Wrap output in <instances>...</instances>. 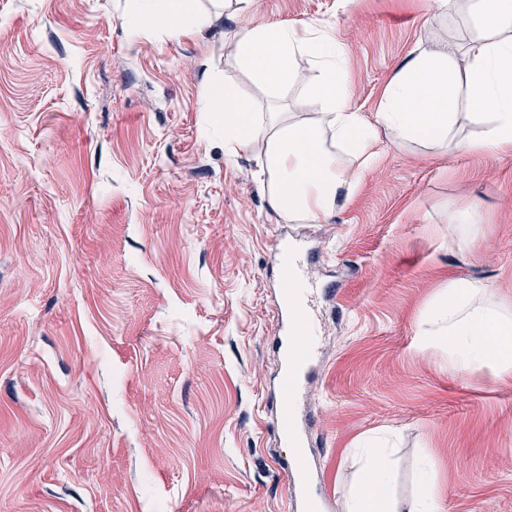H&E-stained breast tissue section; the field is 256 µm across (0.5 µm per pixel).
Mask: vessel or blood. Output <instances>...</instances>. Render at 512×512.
Here are the masks:
<instances>
[{"label":"vessel or blood","mask_w":512,"mask_h":512,"mask_svg":"<svg viewBox=\"0 0 512 512\" xmlns=\"http://www.w3.org/2000/svg\"><path fill=\"white\" fill-rule=\"evenodd\" d=\"M311 290L310 282L299 274L286 280L274 303V314L281 330L279 344L281 348L291 349L295 358L294 363L281 366L276 404L280 438L292 451L289 476L293 481L291 502L294 512H322L324 507L317 492L305 482L308 470L305 431L297 418L304 375L318 348L315 328L306 314Z\"/></svg>","instance_id":"vessel-or-blood-1"}]
</instances>
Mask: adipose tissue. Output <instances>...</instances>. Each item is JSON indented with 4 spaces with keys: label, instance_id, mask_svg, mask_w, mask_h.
Here are the masks:
<instances>
[{
    "label": "adipose tissue",
    "instance_id": "adipose-tissue-1",
    "mask_svg": "<svg viewBox=\"0 0 512 512\" xmlns=\"http://www.w3.org/2000/svg\"><path fill=\"white\" fill-rule=\"evenodd\" d=\"M137 34L163 20L167 36L177 39L225 14L224 0H212V14L200 13L197 0H129ZM254 0H235L226 33L238 69L271 91L293 82L298 58L316 74L308 101L315 115L300 119L288 112H260L233 81L204 79L210 125L224 134V155L234 159L262 143L258 172L269 208L289 222L322 220L350 198L364 173L376 163L379 131L395 140L428 143L452 153H512V0H470L483 32L459 68L444 47L418 46L397 69L373 117L352 109L346 53L332 32L317 23L297 29L253 24L244 17ZM480 105L473 120L482 131L471 138L455 132L458 93ZM422 348L443 351L449 370L491 369L512 375V311L495 302L488 285L452 279L419 317ZM357 479L349 488L346 512H439L429 481L430 459L421 464L420 484L407 498L392 493L395 453L368 442L356 453Z\"/></svg>",
    "mask_w": 512,
    "mask_h": 512
}]
</instances>
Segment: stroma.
<instances>
[{
  "label": "stroma",
  "instance_id": "stroma-1",
  "mask_svg": "<svg viewBox=\"0 0 512 512\" xmlns=\"http://www.w3.org/2000/svg\"><path fill=\"white\" fill-rule=\"evenodd\" d=\"M253 21L331 28L354 109L377 111L419 43L482 35L468 0H256ZM227 19L133 34L127 0H0V512H292L267 408L275 242L317 250L320 339L302 412L328 512L364 437L395 436V494L422 456L441 512H512V375L449 371L421 312L449 279L512 304V155L399 145L318 223H288L207 124L203 72L258 111L310 115L233 63ZM477 207L473 245L451 221Z\"/></svg>",
  "mask_w": 512,
  "mask_h": 512
}]
</instances>
